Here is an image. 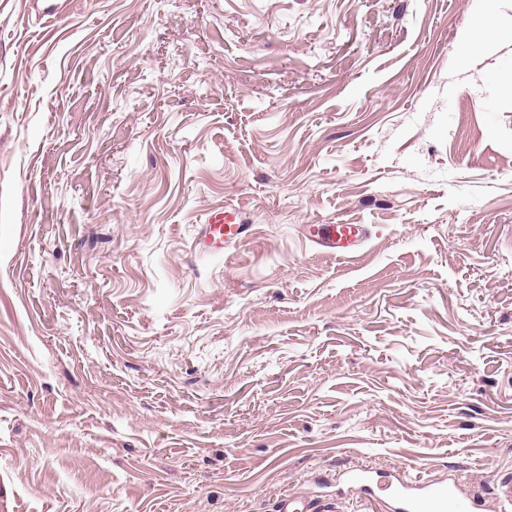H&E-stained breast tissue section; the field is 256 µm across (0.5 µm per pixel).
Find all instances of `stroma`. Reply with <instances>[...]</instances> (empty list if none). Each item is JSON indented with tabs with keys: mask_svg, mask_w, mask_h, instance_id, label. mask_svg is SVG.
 Here are the masks:
<instances>
[{
	"mask_svg": "<svg viewBox=\"0 0 512 512\" xmlns=\"http://www.w3.org/2000/svg\"><path fill=\"white\" fill-rule=\"evenodd\" d=\"M60 5L0 0V512H274L361 463L493 504L512 43L459 64L474 0ZM248 228L249 225L242 223L235 208L211 210L206 215L203 233L196 246L203 253L222 254L225 247L242 237ZM369 235L366 224H314L310 241L336 257L350 258Z\"/></svg>",
	"mask_w": 512,
	"mask_h": 512,
	"instance_id": "stroma-1",
	"label": "stroma"
}]
</instances>
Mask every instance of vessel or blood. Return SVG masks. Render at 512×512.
Returning a JSON list of instances; mask_svg holds the SVG:
<instances>
[{"instance_id": "b4317fda", "label": "vessel or blood", "mask_w": 512, "mask_h": 512, "mask_svg": "<svg viewBox=\"0 0 512 512\" xmlns=\"http://www.w3.org/2000/svg\"><path fill=\"white\" fill-rule=\"evenodd\" d=\"M246 231L235 208L214 209L206 215L197 247L200 252L217 255ZM368 234L365 224H316L310 229V240L322 250L347 259ZM340 479L362 493L368 504L384 505L387 512H477L480 505L467 482L459 477L408 479L358 467L345 471ZM275 512H341V507L338 499L327 495L289 494L278 500Z\"/></svg>"}]
</instances>
